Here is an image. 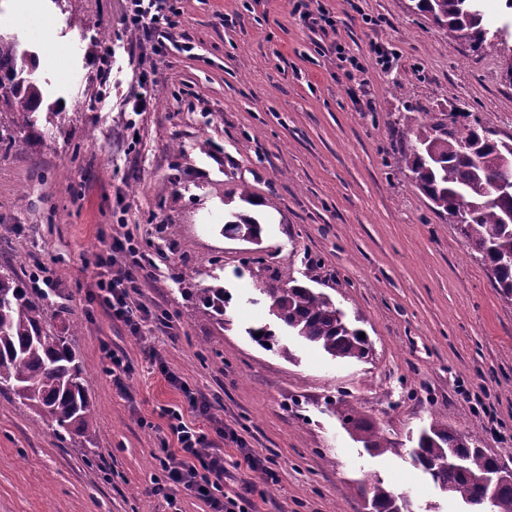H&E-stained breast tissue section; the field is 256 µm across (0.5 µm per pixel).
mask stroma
Segmentation results:
<instances>
[{
	"instance_id": "obj_1",
	"label": "stroma",
	"mask_w": 512,
	"mask_h": 512,
	"mask_svg": "<svg viewBox=\"0 0 512 512\" xmlns=\"http://www.w3.org/2000/svg\"><path fill=\"white\" fill-rule=\"evenodd\" d=\"M318 4L335 28L293 14L291 0H180L175 27L146 49L124 0H36L19 22L21 0H0V30L17 35L57 111L38 110L29 139L0 102V133L14 138L0 150V263L49 269L82 323L96 427L85 448L0 396V512H204L186 492L151 491L160 410L182 398L149 346L271 461L279 481L254 497L257 512H365L351 484L370 471L413 512H460L409 460L368 454L342 425L352 407L402 443L433 422L474 431L512 467V306L400 162L407 117L462 108L512 137L506 55L450 41L410 0ZM144 76L157 102L130 133L124 103ZM245 185L264 220L256 243L224 233ZM120 219L157 264L143 301L176 335L148 325L134 339L91 295L89 267ZM188 283L224 286L223 322L193 313ZM294 283L367 334V361L281 331L267 291ZM261 325L278 348L248 335ZM107 346L133 366L129 397L112 386Z\"/></svg>"
}]
</instances>
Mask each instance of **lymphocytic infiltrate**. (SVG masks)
<instances>
[{
	"label": "lymphocytic infiltrate",
	"mask_w": 512,
	"mask_h": 512,
	"mask_svg": "<svg viewBox=\"0 0 512 512\" xmlns=\"http://www.w3.org/2000/svg\"><path fill=\"white\" fill-rule=\"evenodd\" d=\"M178 13L175 0H126L125 23L133 30L161 33L173 25ZM94 266L92 286L96 298L131 335L140 336L144 324L151 320L157 321L161 328L174 330L171 318L153 316L141 301L142 285L152 277L155 265L140 253L131 231L116 228L110 245L97 255ZM145 356L158 370L164 371L166 381L180 392L185 402L184 407L167 406L162 410L168 434L161 440L157 462L167 481L154 486V493L184 490L207 504L212 512H248L252 486H243L234 495L223 496L224 457L206 453L207 434L184 418L189 411L198 419L213 421L211 405L181 377L167 372L157 350L148 349Z\"/></svg>",
	"instance_id": "f902f5d3"
}]
</instances>
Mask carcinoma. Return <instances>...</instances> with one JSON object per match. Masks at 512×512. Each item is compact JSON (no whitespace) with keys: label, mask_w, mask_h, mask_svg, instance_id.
<instances>
[{"label":"carcinoma","mask_w":512,"mask_h":512,"mask_svg":"<svg viewBox=\"0 0 512 512\" xmlns=\"http://www.w3.org/2000/svg\"><path fill=\"white\" fill-rule=\"evenodd\" d=\"M416 9L428 15L458 42H472L476 52H496L504 44L503 30L484 25L479 0H416ZM31 62L18 55L13 37L0 34V86L8 88L4 103L15 109L16 124L34 127L33 114L43 103L37 83L24 74ZM413 136L401 162L408 177L447 215L466 205L457 234L490 272L493 287L512 305V195H499L497 184L512 181V139L496 140L480 120L461 123L421 119L409 122ZM224 233L243 241L261 234L260 222L246 211L230 214ZM270 311L288 331L320 347L334 359L369 358L371 346L360 337L362 330L345 321L333 300L306 285L265 288ZM199 310L224 312L226 291L221 285L196 289ZM77 321L49 303V293L29 286L22 271L0 265V395L19 400L35 416L62 429L70 438L90 442L94 409L88 382L72 336ZM343 425L374 455H408L412 465L444 492L463 503L485 500L486 512H512V469L487 454L475 432L464 433L431 424L421 430L415 446L403 452V444L364 421L350 408ZM356 490L367 498L370 512H407L405 496L394 493L384 479L371 472Z\"/></svg>","instance_id":"obj_1"}]
</instances>
